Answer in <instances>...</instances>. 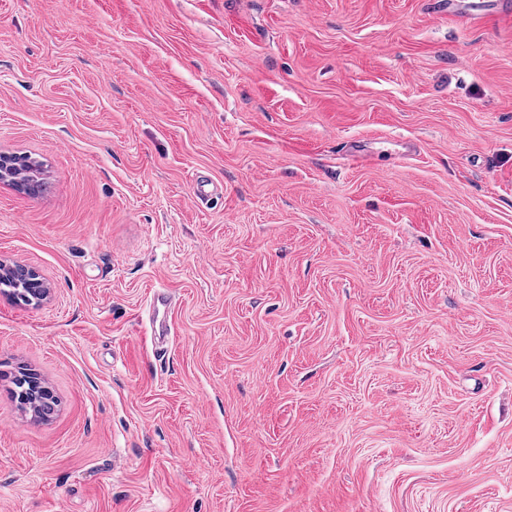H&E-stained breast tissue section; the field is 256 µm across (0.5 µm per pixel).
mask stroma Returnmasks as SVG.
I'll return each mask as SVG.
<instances>
[{"mask_svg":"<svg viewBox=\"0 0 512 512\" xmlns=\"http://www.w3.org/2000/svg\"><path fill=\"white\" fill-rule=\"evenodd\" d=\"M0 154V512H512V16L0 0ZM170 296L167 290H156L149 304L150 336L159 339L171 332Z\"/></svg>","mask_w":512,"mask_h":512,"instance_id":"obj_1","label":"stroma"}]
</instances>
